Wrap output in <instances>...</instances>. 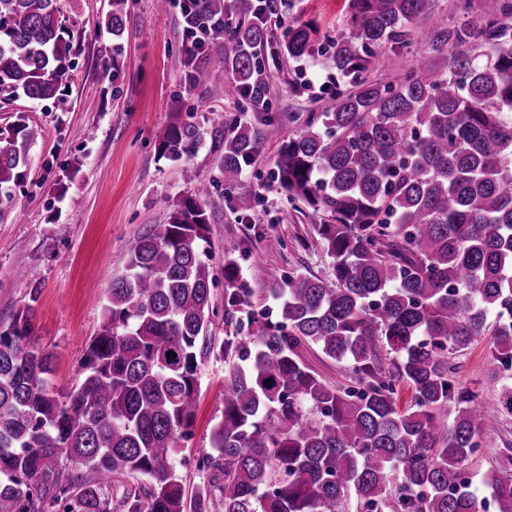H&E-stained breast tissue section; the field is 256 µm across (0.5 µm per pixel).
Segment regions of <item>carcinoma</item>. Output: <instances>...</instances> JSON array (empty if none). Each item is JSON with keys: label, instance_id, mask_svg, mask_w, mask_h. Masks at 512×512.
Segmentation results:
<instances>
[{"label": "carcinoma", "instance_id": "cac0c4a2", "mask_svg": "<svg viewBox=\"0 0 512 512\" xmlns=\"http://www.w3.org/2000/svg\"><path fill=\"white\" fill-rule=\"evenodd\" d=\"M430 0H350L349 32L321 48L353 90L280 145L272 179L318 219L334 279L297 275L275 316L249 313L253 331L210 340L214 276L211 185L164 201L167 220L137 236L112 274L104 320L81 362L78 387L57 397L48 357L31 343L29 314L0 325V512H485L462 465L480 448V394L456 385L448 351L491 340L499 406L512 413V3L481 0L476 20L421 33L434 55L397 83L362 78L378 49L407 42ZM269 0H186L188 35L224 38L204 66L185 49L186 77L213 98L269 114L265 51ZM127 0H111L105 28L123 52ZM308 24L285 27L281 53L312 54ZM72 38L57 0H0V100L65 95ZM484 56L486 61L478 62ZM208 134L178 114L158 144L171 161ZM224 188L240 189L259 133L230 120ZM34 132L0 128V217L27 176ZM248 305L238 261L224 259V324ZM315 345L351 367L331 388L301 352ZM229 362L224 412L196 459L208 482L185 500L169 459L191 435L201 359ZM389 355L393 370L382 368ZM412 391L397 404L398 385ZM454 410L447 422L448 409ZM141 475L112 499V478ZM494 512H512V475L486 479Z\"/></svg>", "mask_w": 512, "mask_h": 512}]
</instances>
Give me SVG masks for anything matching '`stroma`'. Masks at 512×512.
<instances>
[{
    "label": "stroma",
    "mask_w": 512,
    "mask_h": 512,
    "mask_svg": "<svg viewBox=\"0 0 512 512\" xmlns=\"http://www.w3.org/2000/svg\"><path fill=\"white\" fill-rule=\"evenodd\" d=\"M69 28L74 68L66 96L38 102L24 97L0 103V127L23 113L36 136L28 149V177L11 212L0 220V323L19 310H29L35 347L50 358L49 384L56 395L79 385L80 362L103 322L111 287L136 236L148 224H162L161 198L191 193L200 181L213 185L210 239L206 246L216 282L212 300L217 310L212 333L223 340L224 258L237 256L253 311L272 310L273 288L292 275L334 276L333 263L313 231L314 218L299 202L289 201L272 180L279 146L294 136L312 112L327 111L332 96L350 91L324 55L299 60L267 59L273 109L269 117L242 112L237 98L209 97L203 86L185 79L186 41L178 9L156 10L154 0H128L121 36L120 60L112 58V37L102 23L109 0H58ZM269 17L272 43L293 23L316 28L317 44L347 31L349 0H274ZM480 0H431L417 26L427 29L475 19ZM430 46L418 36L383 50L372 80L404 76ZM118 62V74L107 67ZM205 116L208 128L245 118L263 133L259 154L242 177L243 189L259 203L242 218L224 201L218 155L224 146L205 141L186 161L172 162L157 152L160 137L175 113ZM284 240L270 250L269 238ZM38 297H31V288ZM455 380L478 391L486 406V428L478 452L464 465L477 495H485V475L512 457V414L498 408L500 385L491 381L489 337H481L451 355ZM223 356L210 354L200 364L192 437L182 442L173 464L186 497L206 482L195 466L210 447L213 426L224 411Z\"/></svg>",
    "instance_id": "1"
}]
</instances>
